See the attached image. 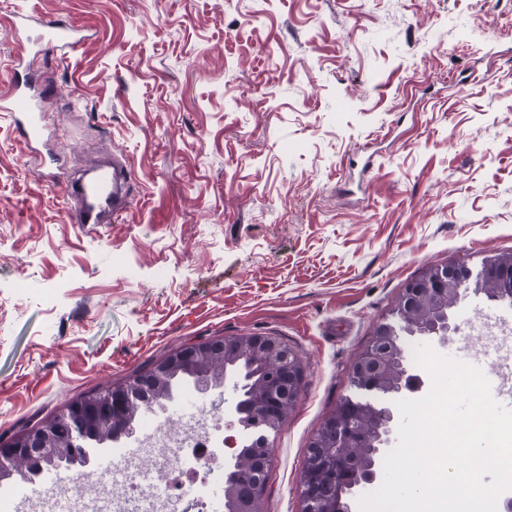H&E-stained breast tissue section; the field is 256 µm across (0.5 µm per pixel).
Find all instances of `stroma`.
<instances>
[{
  "mask_svg": "<svg viewBox=\"0 0 512 512\" xmlns=\"http://www.w3.org/2000/svg\"><path fill=\"white\" fill-rule=\"evenodd\" d=\"M60 14L75 50L31 62L77 173L105 142L128 207L71 223L0 114V439L189 341L261 334L304 389L266 432L263 512H302L305 449L358 354L430 265L512 251V0H0ZM512 302L467 290L437 352ZM235 376L183 387L151 425L209 410L247 438Z\"/></svg>",
  "mask_w": 512,
  "mask_h": 512,
  "instance_id": "obj_1",
  "label": "stroma"
}]
</instances>
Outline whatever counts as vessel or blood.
<instances>
[{
	"instance_id": "vessel-or-blood-1",
	"label": "vessel or blood",
	"mask_w": 512,
	"mask_h": 512,
	"mask_svg": "<svg viewBox=\"0 0 512 512\" xmlns=\"http://www.w3.org/2000/svg\"><path fill=\"white\" fill-rule=\"evenodd\" d=\"M26 21L25 15H15L9 29L21 57L32 52L47 54L72 49L84 39L83 33L73 24L58 16L40 19V33L34 38L26 32ZM50 107L49 99L31 74L14 76L7 86L0 88V111L5 112L19 129L26 146L34 148L44 143ZM40 160L42 178L57 187L64 198L80 201L77 223L108 224L125 210L126 186L130 178L126 161L116 159L109 164L96 163L90 169L91 179L83 181L62 178L50 154L41 155Z\"/></svg>"
}]
</instances>
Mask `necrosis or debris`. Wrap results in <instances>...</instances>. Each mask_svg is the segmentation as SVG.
I'll return each instance as SVG.
<instances>
[{
	"label": "necrosis or debris",
	"mask_w": 512,
	"mask_h": 512,
	"mask_svg": "<svg viewBox=\"0 0 512 512\" xmlns=\"http://www.w3.org/2000/svg\"><path fill=\"white\" fill-rule=\"evenodd\" d=\"M138 456L125 458L121 467L125 483L111 476H98L92 486L70 476L52 486L44 499H33L32 512H39L42 500L63 504L66 512H169L172 499H193L197 512H212L208 495L210 483L224 459V426L208 411L178 427L139 430Z\"/></svg>",
	"instance_id": "4bbe7bcc"
}]
</instances>
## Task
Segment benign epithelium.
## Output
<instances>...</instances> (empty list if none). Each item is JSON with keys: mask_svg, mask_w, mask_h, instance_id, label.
Masks as SVG:
<instances>
[{"mask_svg": "<svg viewBox=\"0 0 512 512\" xmlns=\"http://www.w3.org/2000/svg\"><path fill=\"white\" fill-rule=\"evenodd\" d=\"M509 270L503 287L498 289L495 298L512 301V258L493 260L485 263L477 276L463 264L433 265L421 277L406 284L402 289L396 314L401 320L407 319V310L419 298L426 297L439 305L437 317L428 322L419 335L437 340L441 344L448 343V332L451 324L448 308L443 306V298L452 288L460 291L470 286L471 278L476 284L490 275H500ZM250 352L261 358L260 371L254 374L259 379V389L252 400L237 397L234 412L238 424L243 418L252 417V423L274 429L279 423V412L287 395V387L297 384L300 374L292 366V356L278 342L268 336L259 334L246 337ZM224 352L237 349V339L216 338L201 342H189L169 357H164L154 364L147 378L153 379L170 372L177 366H185L195 356L214 350ZM399 349L397 331L389 325L377 328L370 344L357 356L352 366L354 385L367 392L392 394L399 399H407L422 392L425 381L413 372L406 363L395 359ZM144 379L140 378L123 386L114 393L115 402L125 404L133 400L143 387ZM368 408L374 419L375 427L371 435L363 437L356 430L358 406ZM70 426L69 442L73 448L86 449L91 442L88 436L84 416L76 405H66L61 409ZM397 415L390 409L377 408L369 402L360 403L350 400L336 407V421L325 427V435L329 447L324 449L323 460L336 477V499L329 498V493L319 497L317 506L305 508V512H350L348 497L362 484L371 483L377 478L381 463V455L391 447L396 427ZM44 431L34 428L26 433L23 443L15 440L0 442V470H13L24 466V451L42 446ZM366 440L371 448L369 459L358 462L350 457L346 448L361 440Z\"/></svg>", "mask_w": 512, "mask_h": 512, "instance_id": "7a95c632", "label": "benign epithelium"}]
</instances>
